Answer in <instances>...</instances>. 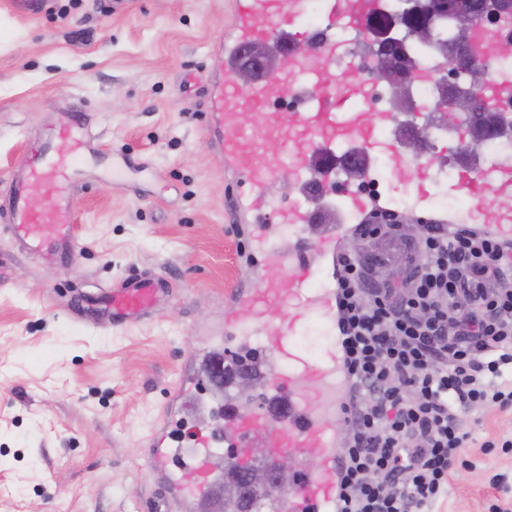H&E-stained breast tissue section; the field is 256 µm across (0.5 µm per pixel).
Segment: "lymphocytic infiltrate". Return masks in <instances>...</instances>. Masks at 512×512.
<instances>
[{
  "label": "lymphocytic infiltrate",
  "instance_id": "1",
  "mask_svg": "<svg viewBox=\"0 0 512 512\" xmlns=\"http://www.w3.org/2000/svg\"><path fill=\"white\" fill-rule=\"evenodd\" d=\"M404 286L339 252L335 512H431L472 441L459 411L512 407V241L430 224Z\"/></svg>",
  "mask_w": 512,
  "mask_h": 512
}]
</instances>
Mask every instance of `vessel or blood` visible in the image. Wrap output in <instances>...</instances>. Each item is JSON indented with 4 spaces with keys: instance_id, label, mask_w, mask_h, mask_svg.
<instances>
[{
    "instance_id": "obj_1",
    "label": "vessel or blood",
    "mask_w": 512,
    "mask_h": 512,
    "mask_svg": "<svg viewBox=\"0 0 512 512\" xmlns=\"http://www.w3.org/2000/svg\"><path fill=\"white\" fill-rule=\"evenodd\" d=\"M379 9L377 0H324L320 20L304 22L306 0H238L232 37L217 48L214 94L208 107V126L215 133L233 173L246 192L240 207L248 217L244 233L248 251L259 261L258 291L241 295L246 305L285 298L288 310L279 319L252 327L250 318H226L225 326L235 349L252 346L250 334L259 330L262 342L252 362L263 377L269 398L258 409H230L234 431L227 438L233 448L230 464L254 445L262 427L272 426L264 448L267 461L286 451H295L304 464L296 479L277 497L272 512H334L336 508V433L325 410L312 406L308 389L318 385L333 394L340 377L338 346H329L320 356L306 357L294 347L297 320L318 317L328 329L336 327L335 281L323 278L333 261L336 239L348 224L364 219L378 208L379 199L363 195L355 184L340 180L336 166L321 167L315 160L350 152L364 159L380 160L401 183L417 186L429 177V166L401 151L393 133L399 117L392 112L368 116L361 105L367 94L360 70L338 32L363 33ZM256 41L272 42L275 49L293 48L302 42L313 45L288 76L273 71L252 85L237 82V71L247 62L246 49ZM472 41L478 58L487 63L497 54L495 31L476 27ZM294 96L300 102L289 122L276 120L268 107L281 98ZM261 138H253V131ZM276 142L281 154L271 156L268 142ZM90 144L87 125L75 116L71 128L44 141L39 153L24 155L18 174L6 187L8 206L4 217L8 231L29 249L41 250L55 260L69 259L79 248L76 214L69 192L75 170L73 156ZM288 167L289 187L301 197L285 207L269 205L264 191L277 166ZM512 195V163H490L481 172L461 170L448 190L463 194L483 206L487 223L499 236L512 237V210L487 207L486 190ZM54 193L52 204L42 201ZM287 227L296 239L293 253L276 246L277 227ZM168 284L158 277H128L108 300L111 323L125 326L152 308L156 295ZM226 353L219 345L207 354L209 380L214 390H223L222 370ZM187 469L193 480L174 477L171 489L186 512H197L204 498L213 496L206 459L196 449H186Z\"/></svg>"
}]
</instances>
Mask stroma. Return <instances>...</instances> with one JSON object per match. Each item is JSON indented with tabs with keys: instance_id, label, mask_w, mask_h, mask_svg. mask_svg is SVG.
Returning a JSON list of instances; mask_svg holds the SVG:
<instances>
[{
	"instance_id": "stroma-1",
	"label": "stroma",
	"mask_w": 512,
	"mask_h": 512,
	"mask_svg": "<svg viewBox=\"0 0 512 512\" xmlns=\"http://www.w3.org/2000/svg\"><path fill=\"white\" fill-rule=\"evenodd\" d=\"M234 0H0V190L19 159L82 107L93 134L72 182L80 247L66 262L23 253L0 226V512H152L162 479L151 441L214 429L234 387L200 389L174 414L183 378L204 379L224 305L249 287L235 198L242 186L207 126L212 53ZM434 168L474 167L433 126ZM147 162L128 171L125 158ZM167 279L156 311L106 327L101 294L130 275ZM436 512L512 506V454L466 449Z\"/></svg>"
}]
</instances>
